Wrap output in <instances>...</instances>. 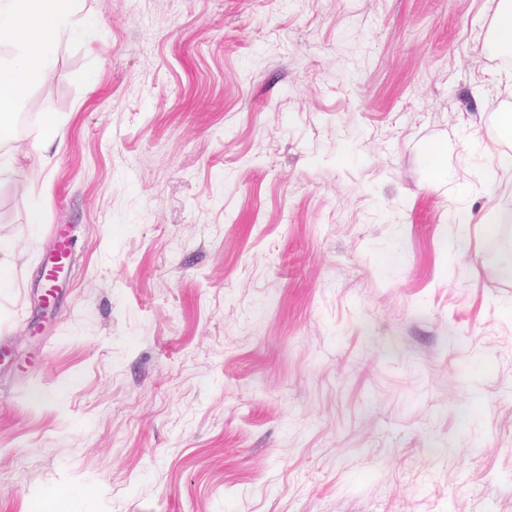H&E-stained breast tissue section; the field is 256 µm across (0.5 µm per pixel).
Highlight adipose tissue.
Returning a JSON list of instances; mask_svg holds the SVG:
<instances>
[{
  "mask_svg": "<svg viewBox=\"0 0 512 512\" xmlns=\"http://www.w3.org/2000/svg\"><path fill=\"white\" fill-rule=\"evenodd\" d=\"M79 0H0V41L15 48L11 63L0 64V145L27 89L47 77L54 45L70 25Z\"/></svg>",
  "mask_w": 512,
  "mask_h": 512,
  "instance_id": "adipose-tissue-1",
  "label": "adipose tissue"
}]
</instances>
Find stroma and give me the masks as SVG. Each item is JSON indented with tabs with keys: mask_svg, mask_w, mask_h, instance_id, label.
<instances>
[{
	"mask_svg": "<svg viewBox=\"0 0 512 512\" xmlns=\"http://www.w3.org/2000/svg\"><path fill=\"white\" fill-rule=\"evenodd\" d=\"M498 2L87 0L0 184V512H512Z\"/></svg>",
	"mask_w": 512,
	"mask_h": 512,
	"instance_id": "35a3bbf8",
	"label": "stroma"
}]
</instances>
